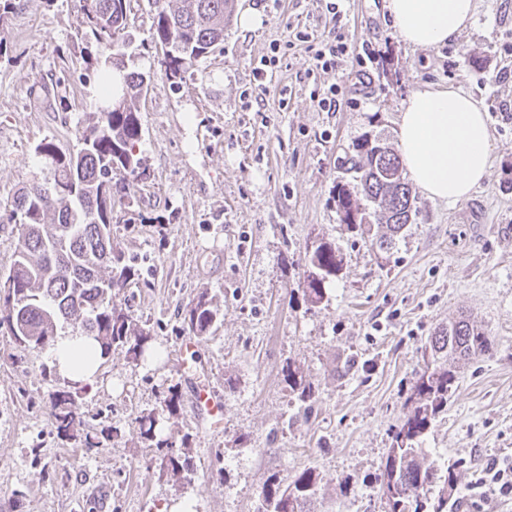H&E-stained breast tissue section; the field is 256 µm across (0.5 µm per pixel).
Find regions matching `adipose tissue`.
<instances>
[{"instance_id": "ef3b65f1", "label": "adipose tissue", "mask_w": 512, "mask_h": 512, "mask_svg": "<svg viewBox=\"0 0 512 512\" xmlns=\"http://www.w3.org/2000/svg\"><path fill=\"white\" fill-rule=\"evenodd\" d=\"M401 40L412 47H439L456 39L473 20L475 0H387ZM400 159L416 187L433 200L453 204L468 199L491 167L492 142L486 113L458 88L428 86L413 91L399 115ZM48 356L58 374L76 384L99 376L96 342L61 333Z\"/></svg>"}]
</instances>
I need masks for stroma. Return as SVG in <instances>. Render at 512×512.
<instances>
[{"label":"stroma","mask_w":512,"mask_h":512,"mask_svg":"<svg viewBox=\"0 0 512 512\" xmlns=\"http://www.w3.org/2000/svg\"><path fill=\"white\" fill-rule=\"evenodd\" d=\"M386 0H234L224 42L171 84L153 39L155 0H131L121 33L131 70L151 81L140 97L136 152L147 170L116 206L112 245L137 276L115 301L150 329L160 360L134 362L124 348L80 392L88 450L58 437L53 394L71 390L45 350L24 351L0 330V512H162L185 499L197 512H258L269 480L319 478L312 512H389L381 465L410 414V390L434 330L460 314L493 339L463 364L447 411L422 438L427 462L458 475L448 512H512V498L470 500L476 469L512 456V0H477L472 25L435 48L403 43ZM254 10L260 28L238 14ZM344 34L369 48V72L318 70L322 42ZM279 44L264 83L253 69ZM99 49L85 35L80 0H20L0 23V278L12 269L23 226L10 217L19 189L51 176L40 143L71 150L96 112ZM338 85L345 103L321 111ZM452 86L480 100L493 138L488 177L447 205L418 197L412 224L391 249L383 229H350L333 192L343 161L370 136L396 144L405 98ZM335 245L342 265L321 303L304 296L306 252ZM208 292L219 318L193 353L183 317ZM356 359L354 369L337 368ZM300 365L318 389L303 412L282 380ZM177 386L170 430L188 438L193 470L172 481L160 470L137 416ZM222 396L224 427L208 431L194 386Z\"/></svg>","instance_id":"obj_1"}]
</instances>
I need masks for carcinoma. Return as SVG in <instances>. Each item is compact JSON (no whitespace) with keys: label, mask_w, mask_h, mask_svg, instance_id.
<instances>
[{"label":"carcinoma","mask_w":512,"mask_h":512,"mask_svg":"<svg viewBox=\"0 0 512 512\" xmlns=\"http://www.w3.org/2000/svg\"><path fill=\"white\" fill-rule=\"evenodd\" d=\"M82 2L89 35L110 50L104 60H96L108 67L100 116L89 118L80 132L81 152H61L51 142L38 146L52 169L47 183L60 186L59 191L48 197L36 184L13 198L12 211L24 232L11 269L15 287L0 309V329L7 330L23 350L41 349L53 342L58 323L78 321L81 333L94 337L103 356L121 346L138 361L144 357L151 335L112 300V292L125 287L135 269L131 260L112 246L113 203L124 187L112 182L110 175L146 176L136 153L141 136L137 101L150 75L126 71L125 43L118 34L126 26L130 0ZM229 2L178 0L174 9H159L155 37L165 48L162 65L169 78H180L224 42ZM114 72L127 88L121 105L112 92ZM348 164L346 171L360 185L363 198L353 196L347 185L337 184L333 199L340 221L354 228L372 218L386 225L392 235L401 233L417 207L399 156L366 137L356 145ZM363 199L372 205V211H367ZM307 261L305 296L318 304L326 284L340 271L342 259L334 245L321 241L308 252ZM216 320L217 309L208 292H200L184 316L188 329L201 338ZM492 346L491 337L465 317L439 328L428 340L425 369L409 395L415 404L413 413L395 432L382 464L381 488L393 486L397 492L390 512H448L456 474L449 467L443 471L424 464L418 445L432 421L448 410V395L458 380L457 363L484 355ZM283 374L291 392L310 407L316 389L303 370L288 362ZM78 398L77 391L57 395L53 403L55 430L62 438H81L85 447L95 448L101 441L82 435ZM179 406L177 389L169 388L159 409L136 419L143 438L157 449H166L162 472L176 478L191 472L189 445L185 437L178 445L173 436L163 434V424L177 415ZM317 491V476L311 469L303 470L285 486L272 479L262 491L263 512H309Z\"/></svg>","instance_id":"cac0c4a2"}]
</instances>
